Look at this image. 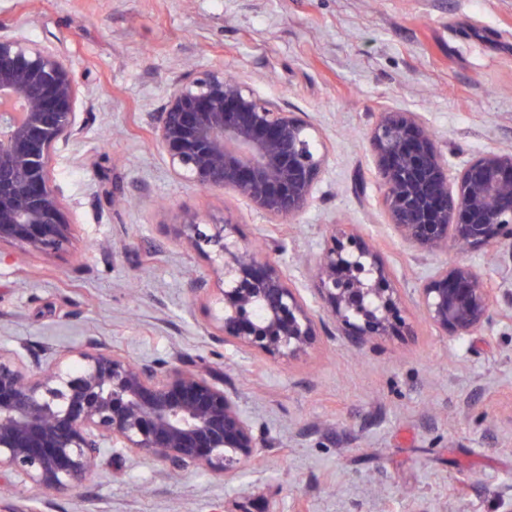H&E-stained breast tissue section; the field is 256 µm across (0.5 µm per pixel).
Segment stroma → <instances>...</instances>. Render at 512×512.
<instances>
[{
	"mask_svg": "<svg viewBox=\"0 0 512 512\" xmlns=\"http://www.w3.org/2000/svg\"><path fill=\"white\" fill-rule=\"evenodd\" d=\"M61 51L79 83L81 129L50 175L70 226L56 255L0 246V348L95 340L137 360L181 355L235 393L264 442L230 475L169 479L105 456L53 495L0 473V512H507L512 507V304L455 341L415 335L366 347L319 336L292 359H250L212 341L221 286L177 236L182 217H229L246 241L282 245L293 285H313L331 224H351L414 291L464 260L512 289V256L418 252L387 221L368 145L378 113H416L450 171L512 151V0H0V32ZM245 78L313 123L328 163L307 211L274 224L230 191L178 179L152 116L188 65ZM204 289L190 294L189 278Z\"/></svg>",
	"mask_w": 512,
	"mask_h": 512,
	"instance_id": "35a3bbf8",
	"label": "stroma"
}]
</instances>
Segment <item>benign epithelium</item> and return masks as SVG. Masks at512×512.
I'll return each mask as SVG.
<instances>
[{
    "label": "benign epithelium",
    "mask_w": 512,
    "mask_h": 512,
    "mask_svg": "<svg viewBox=\"0 0 512 512\" xmlns=\"http://www.w3.org/2000/svg\"><path fill=\"white\" fill-rule=\"evenodd\" d=\"M78 93L65 57L21 33L0 34V244L42 254L69 244L48 166L55 143L80 129ZM153 121L175 175L232 191L274 223L309 207L326 165L313 124L222 69L194 67L170 80ZM368 140L389 223L402 239L425 254L450 241L512 254V152H484L451 177L414 112L379 113ZM178 236L222 280L208 335L258 360L296 357L330 324L360 346L413 336L411 304L436 330L466 339L495 323L499 299H512L464 261L437 267L409 297L351 225L331 224L316 259L312 308L282 265L240 239L230 219L188 213ZM261 446L236 395L178 358L135 360L92 341L46 350L25 365L0 348V472L22 483L78 488L105 448L145 457L167 474H229Z\"/></svg>",
    "instance_id": "1"
}]
</instances>
